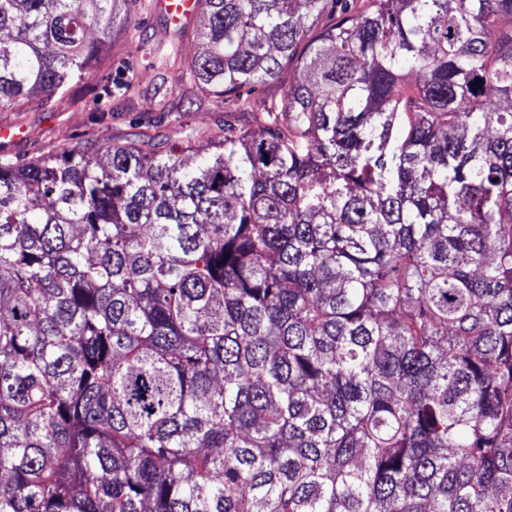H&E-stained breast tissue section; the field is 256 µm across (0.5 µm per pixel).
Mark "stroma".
Segmentation results:
<instances>
[{
    "mask_svg": "<svg viewBox=\"0 0 512 512\" xmlns=\"http://www.w3.org/2000/svg\"><path fill=\"white\" fill-rule=\"evenodd\" d=\"M200 43L199 22L177 35L160 15L156 0H139L131 25L105 47L98 59L74 74L51 106L29 103L0 112V124L23 127L24 137L0 141V160L25 163L60 147H77L99 158L115 138H129L148 123L176 142L188 125L218 127L224 122L221 100L197 94L164 57L177 49L190 61Z\"/></svg>",
    "mask_w": 512,
    "mask_h": 512,
    "instance_id": "35a3bbf8",
    "label": "stroma"
}]
</instances>
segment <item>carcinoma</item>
<instances>
[{
  "instance_id": "carcinoma-1",
  "label": "carcinoma",
  "mask_w": 512,
  "mask_h": 512,
  "mask_svg": "<svg viewBox=\"0 0 512 512\" xmlns=\"http://www.w3.org/2000/svg\"><path fill=\"white\" fill-rule=\"evenodd\" d=\"M136 2L0 0V111ZM197 2L277 112L0 163V512H512V0ZM294 77V70L290 68L285 69L282 83L271 84L260 89L252 94V98L260 97V102L254 105L251 109H245L237 112V116L242 124L248 125L254 123L256 118L260 116V112H277V107L280 104L283 95V89L288 86V81L291 82Z\"/></svg>"
}]
</instances>
